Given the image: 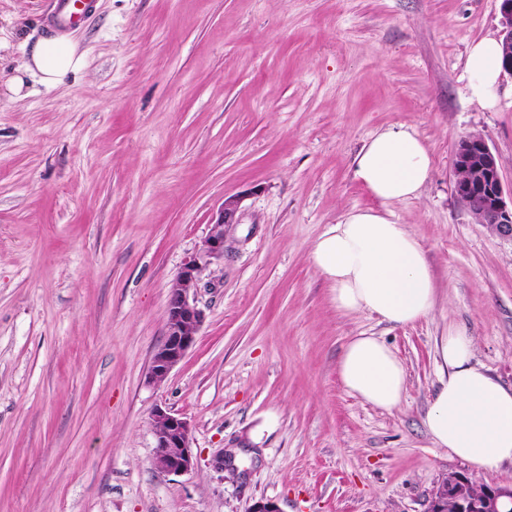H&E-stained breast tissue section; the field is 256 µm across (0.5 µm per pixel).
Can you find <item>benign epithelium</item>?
<instances>
[{
  "label": "benign epithelium",
  "mask_w": 512,
  "mask_h": 512,
  "mask_svg": "<svg viewBox=\"0 0 512 512\" xmlns=\"http://www.w3.org/2000/svg\"><path fill=\"white\" fill-rule=\"evenodd\" d=\"M503 37V71L512 76V0H496ZM454 183L458 201L474 217L502 238L512 240V190L505 191L496 155L485 139H462L454 153ZM238 201L228 198L218 210L208 236L184 261L167 302L164 342L151 356L148 377L161 382L194 346L204 313L191 297L202 271L224 257V228L238 223ZM150 426L155 439L153 465L162 475H180L195 465L192 428L181 415L161 406L153 409ZM425 512H512V483L475 488L469 474L450 471L428 500Z\"/></svg>",
  "instance_id": "1"
}]
</instances>
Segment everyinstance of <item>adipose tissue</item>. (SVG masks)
I'll return each mask as SVG.
<instances>
[{
  "instance_id": "adipose-tissue-1",
  "label": "adipose tissue",
  "mask_w": 512,
  "mask_h": 512,
  "mask_svg": "<svg viewBox=\"0 0 512 512\" xmlns=\"http://www.w3.org/2000/svg\"><path fill=\"white\" fill-rule=\"evenodd\" d=\"M501 58V40L493 33L468 51L469 95L486 110L499 102ZM83 64L68 35L38 39L5 91L19 96L30 84L54 88ZM431 169L424 142L403 128L379 132L358 152L354 177L377 205L346 211L310 252L312 264L331 285L337 310L365 312L396 325L416 323L431 312L437 286L425 250L386 211L387 204L418 197ZM473 348L466 330L442 336L438 383L424 424L435 447L482 475L512 465V386L474 366ZM337 371L350 394L375 407L394 409L404 397V366L379 337L350 338Z\"/></svg>"
}]
</instances>
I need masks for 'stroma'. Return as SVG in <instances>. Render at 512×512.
I'll use <instances>...</instances> for the list:
<instances>
[{"mask_svg":"<svg viewBox=\"0 0 512 512\" xmlns=\"http://www.w3.org/2000/svg\"><path fill=\"white\" fill-rule=\"evenodd\" d=\"M57 13L0 0V82ZM499 29L495 0H94L69 29L79 72L0 90V512H424L464 468L424 425L441 337L466 328L512 384V241L461 205L453 167L479 135L512 183V78L490 112L466 91L469 45ZM388 128L433 160L421 194L387 206L438 283L409 325L337 311L310 259L374 206L353 160ZM229 197L197 341L152 382L170 285ZM360 334L404 365L393 410L339 381ZM158 406L191 424L187 473L152 466Z\"/></svg>","mask_w":512,"mask_h":512,"instance_id":"stroma-1","label":"stroma"}]
</instances>
